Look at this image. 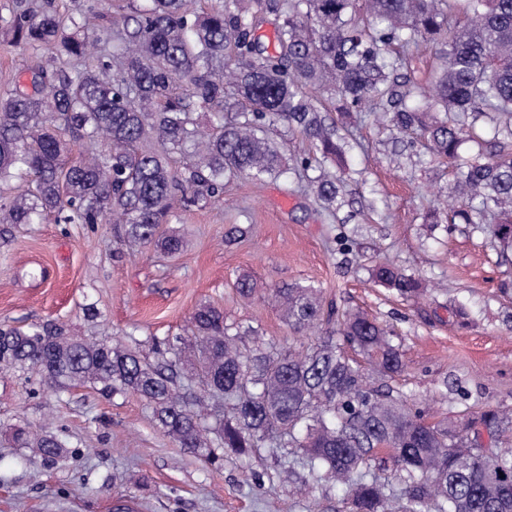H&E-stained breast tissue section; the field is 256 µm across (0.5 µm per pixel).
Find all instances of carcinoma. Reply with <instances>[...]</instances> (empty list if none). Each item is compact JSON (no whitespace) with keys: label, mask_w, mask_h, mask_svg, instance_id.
<instances>
[{"label":"carcinoma","mask_w":512,"mask_h":512,"mask_svg":"<svg viewBox=\"0 0 512 512\" xmlns=\"http://www.w3.org/2000/svg\"><path fill=\"white\" fill-rule=\"evenodd\" d=\"M249 2L224 0L200 15L192 0H141L113 34L112 53L94 65L85 62L92 14L14 15L16 40L56 45L81 64L51 74L39 67L32 90L0 96V184L27 182L14 195L0 193V224L49 214L63 224H119L125 245L176 254L183 238L161 231L176 202L206 204L224 193L226 179L288 171L270 137L275 126L343 161L335 123L306 92L313 87L344 115L373 105L398 133L420 132L425 149L459 165L450 223L483 224L497 211L504 228L495 237L512 248V151L460 155L464 143H482L475 120L487 112L501 117L497 134L512 136V0H465L452 26L448 0H264L279 20L273 53L256 34ZM419 40L444 49L432 89L415 102L414 89L397 90L401 61L389 49ZM176 155L190 157L182 172L170 166ZM316 162L308 154L297 165L313 171L308 188L332 207L340 185ZM371 277L402 297L419 291L389 263ZM272 294L292 329L323 320L318 289L295 283ZM347 346L376 357L383 376L403 367L388 331L358 312L345 315L340 335L325 332L300 353L203 306L185 335L152 342L154 361L53 322L1 325L0 370L32 371L57 394L75 385L108 397L137 394L153 404L164 435L214 463L267 443L292 449L309 473L300 491L346 485L353 512H388L393 490L370 473L374 461L396 468L404 512H512V451L479 442L484 428L511 432L512 413L429 424L407 399L373 387ZM16 440L43 467L64 452L46 431ZM383 448L389 455L379 459Z\"/></svg>","instance_id":"1"}]
</instances>
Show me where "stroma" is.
<instances>
[{
    "instance_id": "stroma-1",
    "label": "stroma",
    "mask_w": 512,
    "mask_h": 512,
    "mask_svg": "<svg viewBox=\"0 0 512 512\" xmlns=\"http://www.w3.org/2000/svg\"><path fill=\"white\" fill-rule=\"evenodd\" d=\"M137 0H0V95L29 85L32 70L69 67L55 50L15 43L5 33L20 8L98 15L97 35L111 38ZM399 82L416 87L436 75L435 45L402 54ZM350 147L341 172V203L326 211L294 174L236 178L218 200L177 206L170 220L184 249L167 257L129 248L114 225L0 224V324L25 328L49 320L71 333L101 339L132 337L141 349L183 334L203 304L229 321L258 330L265 341L302 349L313 331L294 332L269 298L290 283L319 288L325 302L355 308L392 333L401 372L388 379L426 422L475 417L493 407L512 410V253L489 226L452 224L448 200L456 166L423 146L402 149L376 113L329 114ZM247 237L228 241L234 226ZM389 261L424 290L405 299L375 284L370 269ZM253 279V299L235 291ZM45 429L66 443L50 468L0 439V512H115L133 499L139 512H349V492L327 485L298 490L302 469L280 449H256L204 462L176 446L156 425L140 396L106 398L82 385L44 391L33 373L0 370V430ZM256 477L245 480L244 466Z\"/></svg>"
}]
</instances>
